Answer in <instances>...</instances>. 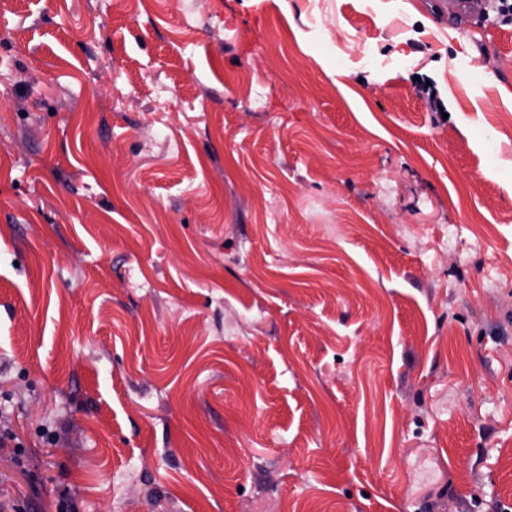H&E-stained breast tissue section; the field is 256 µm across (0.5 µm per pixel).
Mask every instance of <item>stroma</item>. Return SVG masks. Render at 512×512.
<instances>
[{
	"instance_id": "1",
	"label": "stroma",
	"mask_w": 512,
	"mask_h": 512,
	"mask_svg": "<svg viewBox=\"0 0 512 512\" xmlns=\"http://www.w3.org/2000/svg\"><path fill=\"white\" fill-rule=\"evenodd\" d=\"M460 9L0 0V512H512V24Z\"/></svg>"
}]
</instances>
